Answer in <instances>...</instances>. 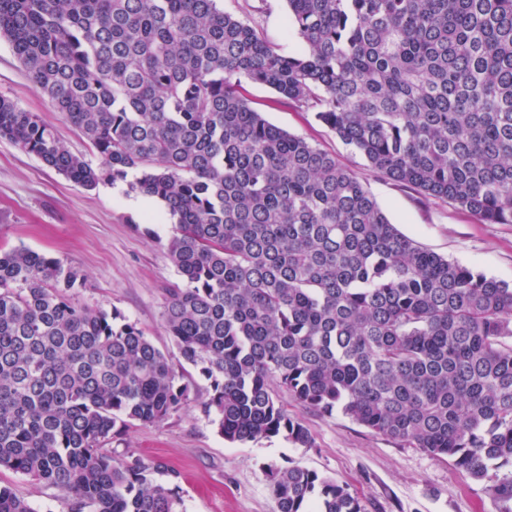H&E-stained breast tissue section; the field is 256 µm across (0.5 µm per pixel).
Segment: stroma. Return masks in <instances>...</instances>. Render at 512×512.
Segmentation results:
<instances>
[{
  "instance_id": "stroma-1",
  "label": "stroma",
  "mask_w": 512,
  "mask_h": 512,
  "mask_svg": "<svg viewBox=\"0 0 512 512\" xmlns=\"http://www.w3.org/2000/svg\"><path fill=\"white\" fill-rule=\"evenodd\" d=\"M218 6L257 25L281 51L300 50L286 30L285 0H219ZM244 88L251 106L270 123L354 170L402 234L512 284V224L481 223L452 203L384 179L312 113L280 103L266 86L248 82ZM0 97L37 113L71 152L91 156L80 131L57 112L3 41ZM141 200L123 182L78 186L0 139V247L24 245L85 274L88 286L78 296L80 303L117 309L191 383L194 402L161 423H137L114 437V457L132 452L161 465L159 481L166 471L179 472L185 512H275L266 473L290 462L347 485L366 512H498L492 478H472L450 460L398 447L341 413L318 414L290 399L285 406L309 430L311 447H295L280 436L225 442L200 407L211 392L208 381L183 361L162 320L166 290L178 280L166 249L173 222L158 200L146 208ZM0 484L11 486L38 512H76L74 498L11 470L0 469Z\"/></svg>"
}]
</instances>
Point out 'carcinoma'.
<instances>
[{
	"instance_id": "carcinoma-1",
	"label": "carcinoma",
	"mask_w": 512,
	"mask_h": 512,
	"mask_svg": "<svg viewBox=\"0 0 512 512\" xmlns=\"http://www.w3.org/2000/svg\"><path fill=\"white\" fill-rule=\"evenodd\" d=\"M218 0H0V40L97 166L0 97V138L84 188L127 179L174 223L163 321L210 381L224 440L312 447L279 391L475 479L512 467V286L402 235L336 157L268 122L242 81L314 114L382 177L512 224V0H286L285 54ZM87 278L0 247V468L92 512H179L160 466L107 448L190 402L168 356ZM276 512H365L269 468ZM494 497L512 512V470ZM0 512H32L0 486Z\"/></svg>"
}]
</instances>
